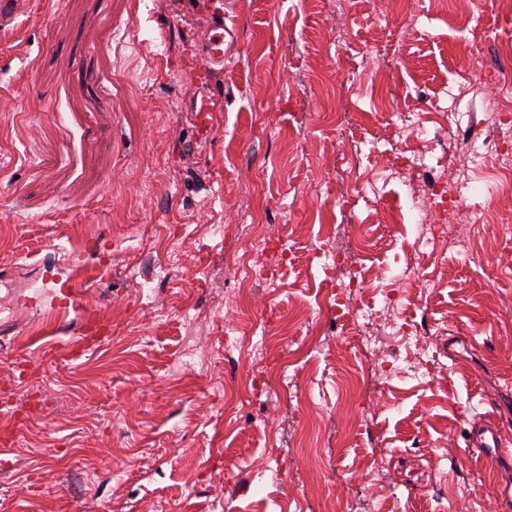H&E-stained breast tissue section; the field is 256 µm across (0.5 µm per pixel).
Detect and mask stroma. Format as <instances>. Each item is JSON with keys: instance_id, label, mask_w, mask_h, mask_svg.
I'll return each instance as SVG.
<instances>
[{"instance_id": "35a3bbf8", "label": "stroma", "mask_w": 512, "mask_h": 512, "mask_svg": "<svg viewBox=\"0 0 512 512\" xmlns=\"http://www.w3.org/2000/svg\"><path fill=\"white\" fill-rule=\"evenodd\" d=\"M213 9L224 71L203 141L184 101ZM503 86L512 0H426L412 28L399 0H29L0 27V268L80 284L101 342L70 356L73 316L0 308V512H506L487 493L512 469L465 439L512 415V197L465 195L483 242L467 259L415 257L407 199L431 194L421 157L483 183L466 147L499 136ZM252 221L290 238L276 284L236 282L234 227ZM355 229L357 305L402 289L399 319L432 330L433 380L383 381L347 323H301L330 289L320 237ZM412 263L424 287L404 279ZM188 316L213 355L193 370L178 363ZM228 329L289 360L298 397L250 396ZM283 459L307 468L304 500Z\"/></svg>"}]
</instances>
